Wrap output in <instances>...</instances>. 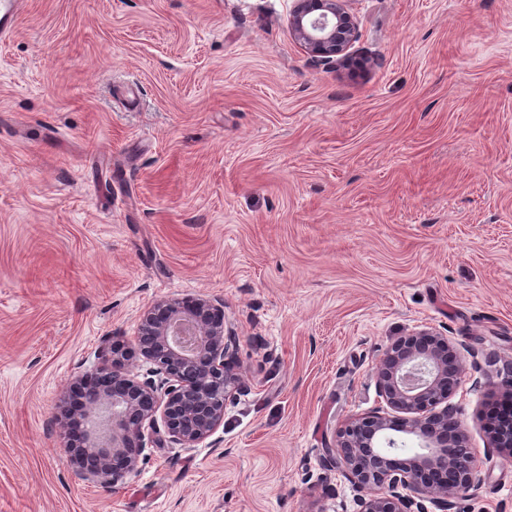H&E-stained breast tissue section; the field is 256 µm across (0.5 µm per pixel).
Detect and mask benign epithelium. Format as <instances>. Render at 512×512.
<instances>
[{"mask_svg": "<svg viewBox=\"0 0 512 512\" xmlns=\"http://www.w3.org/2000/svg\"><path fill=\"white\" fill-rule=\"evenodd\" d=\"M347 2L294 0L289 27L316 60L332 61L357 38ZM134 341L152 367L135 372L125 348L104 341L98 365L70 386L83 394L80 408L60 420L66 461L84 480L108 488L124 482L151 443L189 450L204 442L244 386L239 338L221 296L153 302L139 318ZM462 351L432 332L401 336L386 350L374 376L395 414L381 408L348 419L329 452V464L342 468L359 492V512H427L425 500L446 512L454 494L474 486L475 455L448 453V430L456 432L457 445L466 440L448 405L461 382ZM159 417L166 437L150 442L145 431ZM395 433L414 444L402 465L391 453Z\"/></svg>", "mask_w": 512, "mask_h": 512, "instance_id": "obj_1", "label": "benign epithelium"}]
</instances>
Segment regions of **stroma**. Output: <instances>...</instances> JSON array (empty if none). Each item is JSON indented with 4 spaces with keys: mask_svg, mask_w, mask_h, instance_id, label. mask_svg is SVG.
<instances>
[{
    "mask_svg": "<svg viewBox=\"0 0 512 512\" xmlns=\"http://www.w3.org/2000/svg\"><path fill=\"white\" fill-rule=\"evenodd\" d=\"M0 40V512H358L326 465L399 337L467 345L450 401L512 512L485 413L512 378V0H349L352 65L292 0H26ZM220 295L248 388L117 489L63 397L160 298Z\"/></svg>",
    "mask_w": 512,
    "mask_h": 512,
    "instance_id": "1",
    "label": "stroma"
}]
</instances>
